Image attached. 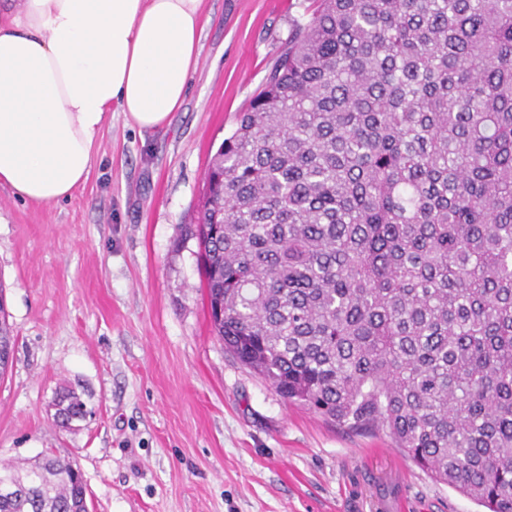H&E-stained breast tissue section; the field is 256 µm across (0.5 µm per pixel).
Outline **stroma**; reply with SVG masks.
I'll return each instance as SVG.
<instances>
[{
    "label": "stroma",
    "mask_w": 512,
    "mask_h": 512,
    "mask_svg": "<svg viewBox=\"0 0 512 512\" xmlns=\"http://www.w3.org/2000/svg\"><path fill=\"white\" fill-rule=\"evenodd\" d=\"M311 0H203L183 106L157 131L110 114L87 180L32 206L0 186L16 336L0 462L68 459L90 512H483L383 431L284 401L214 336L198 243L205 171ZM75 392L84 417L56 422Z\"/></svg>",
    "instance_id": "1"
}]
</instances>
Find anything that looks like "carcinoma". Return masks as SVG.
Listing matches in <instances>:
<instances>
[{
  "label": "carcinoma",
  "instance_id": "1",
  "mask_svg": "<svg viewBox=\"0 0 512 512\" xmlns=\"http://www.w3.org/2000/svg\"><path fill=\"white\" fill-rule=\"evenodd\" d=\"M314 2L208 165L213 331L284 400L512 512V0ZM14 341L1 319L3 376ZM86 492L60 458L0 466V512Z\"/></svg>",
  "mask_w": 512,
  "mask_h": 512
}]
</instances>
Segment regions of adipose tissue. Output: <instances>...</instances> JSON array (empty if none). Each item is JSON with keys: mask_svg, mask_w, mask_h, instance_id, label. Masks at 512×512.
Here are the masks:
<instances>
[{"mask_svg": "<svg viewBox=\"0 0 512 512\" xmlns=\"http://www.w3.org/2000/svg\"><path fill=\"white\" fill-rule=\"evenodd\" d=\"M203 0H0V185L71 197L111 110L163 128L198 65Z\"/></svg>", "mask_w": 512, "mask_h": 512, "instance_id": "adipose-tissue-1", "label": "adipose tissue"}]
</instances>
